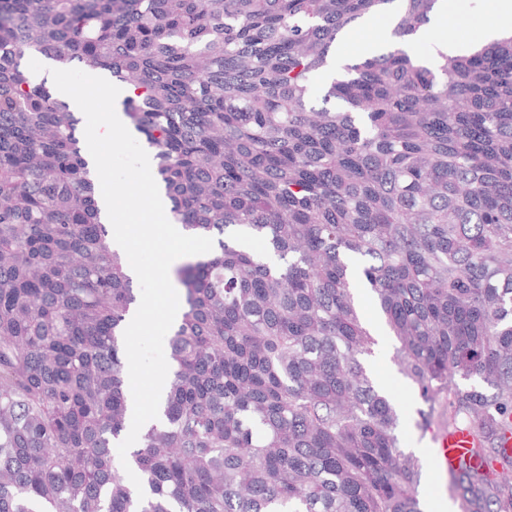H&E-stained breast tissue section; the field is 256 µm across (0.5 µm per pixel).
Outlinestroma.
Instances as JSON below:
<instances>
[{
    "label": "stroma",
    "instance_id": "stroma-1",
    "mask_svg": "<svg viewBox=\"0 0 512 512\" xmlns=\"http://www.w3.org/2000/svg\"><path fill=\"white\" fill-rule=\"evenodd\" d=\"M354 296L375 339L372 354L363 360L364 367L373 385L391 396L400 416L401 446L413 454L421 466L417 492L422 512H459L460 501L451 476L438 469L432 459L431 436L447 431L448 404L441 397L432 404L424 401L418 388L399 370L394 358L396 342L379 316L371 294L359 286ZM430 411L434 412L435 418L430 430L426 431L421 429L420 424L424 413Z\"/></svg>",
    "mask_w": 512,
    "mask_h": 512
}]
</instances>
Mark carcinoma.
Wrapping results in <instances>:
<instances>
[{
  "mask_svg": "<svg viewBox=\"0 0 512 512\" xmlns=\"http://www.w3.org/2000/svg\"><path fill=\"white\" fill-rule=\"evenodd\" d=\"M392 2L0 0V512H421L362 363L357 275L448 427L512 428V37L432 66L362 56L313 88L337 36ZM400 3L404 37L435 0ZM30 55L130 83L172 220L218 238L175 270L161 420L127 451L142 500L114 464L140 295ZM469 453L462 512H512V473Z\"/></svg>",
  "mask_w": 512,
  "mask_h": 512,
  "instance_id": "carcinoma-1",
  "label": "carcinoma"
}]
</instances>
